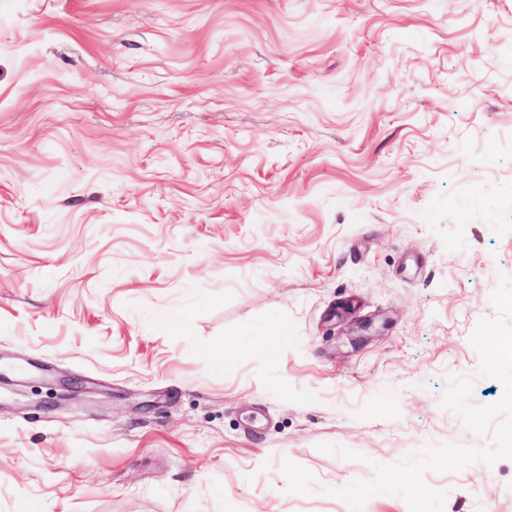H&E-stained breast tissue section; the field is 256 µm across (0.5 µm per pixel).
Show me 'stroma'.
Instances as JSON below:
<instances>
[{
  "mask_svg": "<svg viewBox=\"0 0 512 512\" xmlns=\"http://www.w3.org/2000/svg\"><path fill=\"white\" fill-rule=\"evenodd\" d=\"M503 277L512 0H0V512H351L491 447L441 398L503 397ZM424 481L512 512V459Z\"/></svg>",
  "mask_w": 512,
  "mask_h": 512,
  "instance_id": "stroma-1",
  "label": "stroma"
}]
</instances>
